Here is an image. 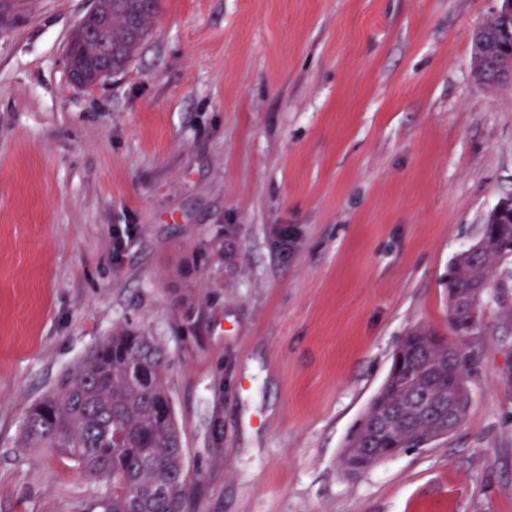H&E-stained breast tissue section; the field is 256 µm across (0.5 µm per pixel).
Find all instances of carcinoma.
<instances>
[{
	"label": "carcinoma",
	"mask_w": 512,
	"mask_h": 512,
	"mask_svg": "<svg viewBox=\"0 0 512 512\" xmlns=\"http://www.w3.org/2000/svg\"><path fill=\"white\" fill-rule=\"evenodd\" d=\"M106 23L94 37L76 29L67 48L73 65L88 70L112 49L113 66L124 69L149 36L160 0H100ZM498 20L473 34L481 79L489 86L512 84V55L498 38ZM482 251L466 250L448 267V300L490 288L493 262L512 257V223L488 221ZM375 396L398 411L380 437L382 448H426L440 436L448 400L458 402L457 423L470 402L461 352L433 332L406 336ZM161 342L133 327H117L63 376L58 387L27 410L17 441L67 458L71 467L102 483L100 496L82 512H184L189 491L182 429L168 384Z\"/></svg>",
	"instance_id": "carcinoma-1"
}]
</instances>
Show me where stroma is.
<instances>
[{
  "label": "stroma",
  "instance_id": "35a3bbf8",
  "mask_svg": "<svg viewBox=\"0 0 512 512\" xmlns=\"http://www.w3.org/2000/svg\"><path fill=\"white\" fill-rule=\"evenodd\" d=\"M90 5L0 19V512L101 492L16 441L125 324L168 351L186 512H512V259L462 345L460 427L340 466L403 338L454 339L448 265L512 197V85L472 50L498 0H161L84 90Z\"/></svg>",
  "mask_w": 512,
  "mask_h": 512
}]
</instances>
